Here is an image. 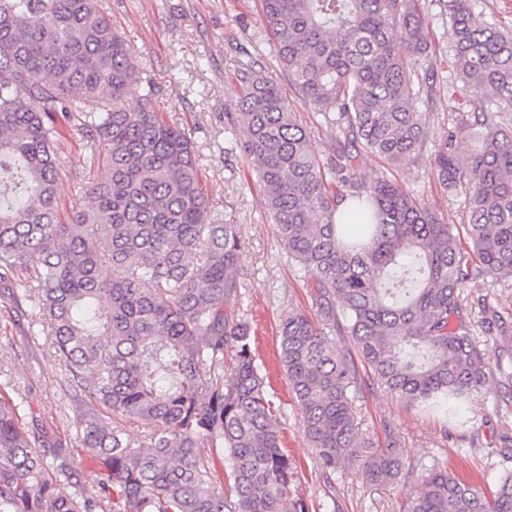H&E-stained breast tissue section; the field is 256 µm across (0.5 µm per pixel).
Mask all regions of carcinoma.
Wrapping results in <instances>:
<instances>
[{"instance_id": "1", "label": "carcinoma", "mask_w": 512, "mask_h": 512, "mask_svg": "<svg viewBox=\"0 0 512 512\" xmlns=\"http://www.w3.org/2000/svg\"><path fill=\"white\" fill-rule=\"evenodd\" d=\"M448 53L429 40L419 0H260L276 57L300 103L335 132L325 169L278 80L240 61L239 150L264 213L312 282L322 320L353 342L374 385L458 417L493 367L462 321L458 286L512 281V29L479 20L482 0H438ZM470 93L435 146L443 190L468 196L464 250L451 225L384 178H357L361 152L422 160L438 75ZM95 0H0V295L37 293L81 411L91 489L68 492L71 452L29 433L0 396V512H308L295 462L258 373L246 320L239 225L212 212L192 139L153 108V88ZM81 130L101 172L59 219L57 125ZM37 282L32 290L28 284ZM280 362L325 476L359 448L348 388L354 360L301 310L281 318ZM147 421L133 440L127 426ZM224 455L231 494L213 490ZM402 467L379 455L377 481ZM407 512H512V472L487 492L433 469Z\"/></svg>"}]
</instances>
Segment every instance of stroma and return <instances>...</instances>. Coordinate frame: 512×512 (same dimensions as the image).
I'll return each mask as SVG.
<instances>
[{"label": "stroma", "mask_w": 512, "mask_h": 512, "mask_svg": "<svg viewBox=\"0 0 512 512\" xmlns=\"http://www.w3.org/2000/svg\"><path fill=\"white\" fill-rule=\"evenodd\" d=\"M97 5L146 63L156 90L155 111L184 128L195 142L204 189L215 211L225 223L242 227L240 265L247 286L236 312L249 325L282 446L298 467L295 489L307 499L310 512H403L435 468H448L482 489L493 488L512 469V458L503 456L497 441L500 433H512V335L493 331L481 330L479 341L500 369L474 394L459 421L444 423L374 388L362 373L350 393L362 446L341 461L331 478H324L316 465L279 361V321L291 307L316 322L320 312L299 265L289 259L266 222L260 187L239 153L243 132L226 120L241 92L235 78L241 57L231 42L242 44L280 85L288 83L256 0H97ZM80 124V119L71 118L59 125L58 207L63 217L98 171ZM382 176L424 199L444 222L453 224L456 234H464L466 196L459 190L444 193L431 176L428 160L392 168L376 155L363 154L359 179L371 183ZM459 292L468 303L472 325L478 326L485 316L512 319L511 281L467 280ZM65 380V362L56 354L46 324H35L30 310L0 298V393L18 406L26 430L72 440L80 413ZM391 440L405 466L396 479L371 480L368 464Z\"/></svg>", "instance_id": "stroma-1"}]
</instances>
